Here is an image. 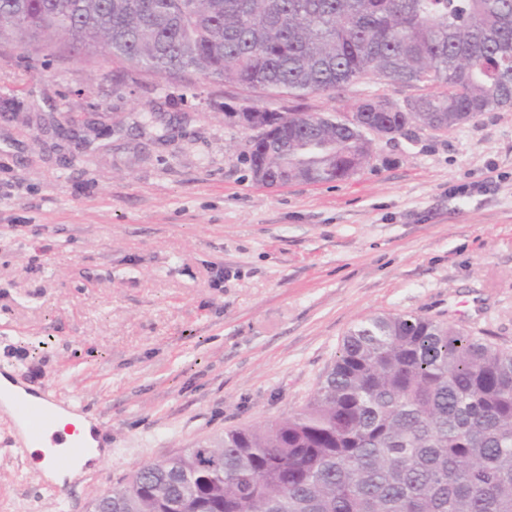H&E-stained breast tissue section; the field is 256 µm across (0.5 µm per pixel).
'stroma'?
<instances>
[{
	"mask_svg": "<svg viewBox=\"0 0 512 512\" xmlns=\"http://www.w3.org/2000/svg\"><path fill=\"white\" fill-rule=\"evenodd\" d=\"M335 93L0 52V366L94 417L99 467L58 494L0 413V512H88L144 464L302 407L347 330L419 312L512 346V108L376 142L333 183H256L242 106L350 111Z\"/></svg>",
	"mask_w": 512,
	"mask_h": 512,
	"instance_id": "stroma-1",
	"label": "stroma"
}]
</instances>
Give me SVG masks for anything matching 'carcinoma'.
<instances>
[{"instance_id":"1","label":"carcinoma","mask_w":512,"mask_h":512,"mask_svg":"<svg viewBox=\"0 0 512 512\" xmlns=\"http://www.w3.org/2000/svg\"><path fill=\"white\" fill-rule=\"evenodd\" d=\"M191 72L270 99L368 75L433 92L281 113L272 182L344 180L368 140L512 107V0H0V44ZM91 512H512V346L418 313L360 320L308 402L148 464Z\"/></svg>"}]
</instances>
